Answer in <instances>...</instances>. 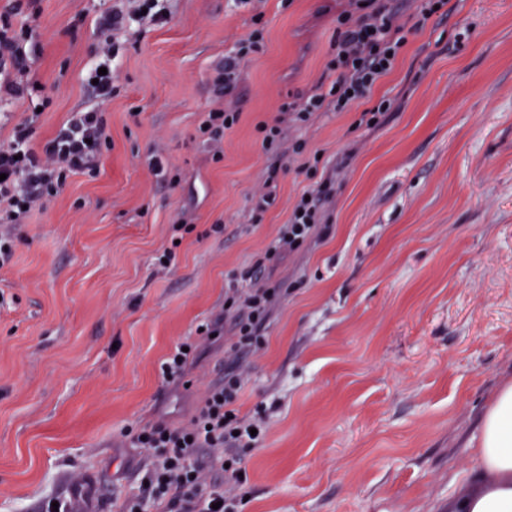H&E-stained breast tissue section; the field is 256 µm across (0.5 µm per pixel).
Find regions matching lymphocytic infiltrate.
<instances>
[{
    "instance_id": "f902f5d3",
    "label": "lymphocytic infiltrate",
    "mask_w": 512,
    "mask_h": 512,
    "mask_svg": "<svg viewBox=\"0 0 512 512\" xmlns=\"http://www.w3.org/2000/svg\"><path fill=\"white\" fill-rule=\"evenodd\" d=\"M159 2L139 0L132 15L114 13L103 22L101 58L86 74L94 82L97 106L70 113L42 149L32 146L39 121L35 112L16 123L8 140L0 143V269L13 257L12 229L25 222L31 208L58 194L68 174L99 175L103 154L112 144L106 104L114 91L109 70L120 49L117 36L128 20L161 18ZM349 2V9L336 18V37L325 65L330 82H318L310 92L289 96L280 107L282 123L257 126L266 170L255 213L274 205L279 180L286 172L285 155L305 156V169L319 173L318 154L308 151L306 142L297 140L284 146V124L302 126L320 112H353L357 115L354 128H371L391 107L389 100L375 99L374 91L395 70L407 43L408 31L398 21L397 0ZM30 15L28 0H12L9 11L0 12V73L16 71L18 78L9 90L18 99L24 98L28 88L23 60L41 52L28 23ZM264 50L261 32L238 41L211 78L215 97L232 96L241 66ZM319 175L305 195L297 196L277 238L225 288L223 316L203 325V339L226 342L233 365L225 371L223 381L206 390L186 425L156 422L124 430L132 447L151 450L152 460L141 495L126 499L123 512H240L243 498L238 489L244 482L245 461L262 440L267 415L260 406L241 413L238 401L245 380L234 362L266 349L263 330L277 302L288 292L284 281L271 277L269 267L284 254L300 250L314 235L329 231L323 219L326 206L336 195V179L330 173ZM206 449L212 450L211 467L223 472V483L208 486L198 477L197 458Z\"/></svg>"
}]
</instances>
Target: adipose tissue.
I'll return each instance as SVG.
<instances>
[{"mask_svg": "<svg viewBox=\"0 0 512 512\" xmlns=\"http://www.w3.org/2000/svg\"><path fill=\"white\" fill-rule=\"evenodd\" d=\"M472 454L478 488L449 501L445 512H512V384L499 389Z\"/></svg>", "mask_w": 512, "mask_h": 512, "instance_id": "obj_1", "label": "adipose tissue"}]
</instances>
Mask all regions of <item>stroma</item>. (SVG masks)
Instances as JSON below:
<instances>
[{
    "label": "stroma",
    "mask_w": 512,
    "mask_h": 512,
    "mask_svg": "<svg viewBox=\"0 0 512 512\" xmlns=\"http://www.w3.org/2000/svg\"><path fill=\"white\" fill-rule=\"evenodd\" d=\"M164 6L168 20L122 38L99 175L70 176L36 207L0 270V512H39L50 495L120 512L139 494L151 454L123 429L187 423L223 380L220 341L201 343L191 388L160 366L223 312L228 283L315 182L290 161L277 203L251 221L266 166L255 126L320 80L349 0ZM130 7L36 0L37 86L17 100L0 84V141L37 110L42 144L92 105L82 75L98 20ZM257 28L266 48L241 69V117L217 161L197 133L216 106L210 76ZM376 94L392 106L374 128L322 112L285 130L337 167L339 188L330 235L272 267L288 295L265 353L243 359L241 410L268 420L242 512H442L470 489L481 420L512 383V0H450ZM155 156L178 187L151 170Z\"/></svg>",
    "instance_id": "35a3bbf8"
}]
</instances>
